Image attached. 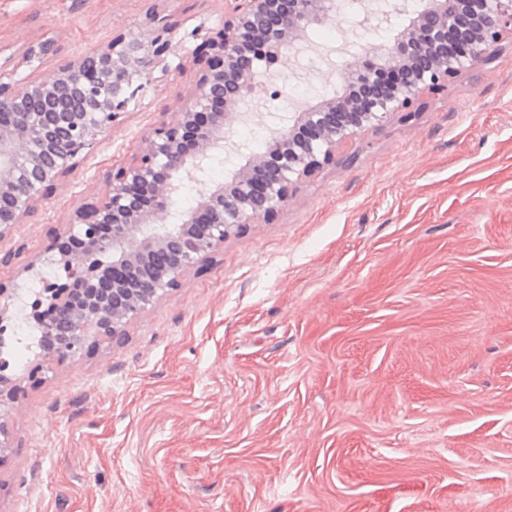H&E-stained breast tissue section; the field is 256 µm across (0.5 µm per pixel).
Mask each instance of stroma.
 <instances>
[{
	"label": "stroma",
	"mask_w": 512,
	"mask_h": 512,
	"mask_svg": "<svg viewBox=\"0 0 512 512\" xmlns=\"http://www.w3.org/2000/svg\"><path fill=\"white\" fill-rule=\"evenodd\" d=\"M151 0H0V47L55 38L39 79L124 32ZM228 0H168L171 72L132 102L76 172L0 240V282L33 303L59 274L48 245L173 119L195 78L196 26ZM357 10L308 29L235 124L227 182L296 101L409 17ZM342 148L274 220H253L127 321L120 340L53 364L13 344L0 407V512H512V41Z\"/></svg>",
	"instance_id": "1"
}]
</instances>
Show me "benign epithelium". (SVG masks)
Instances as JSON below:
<instances>
[{
    "label": "benign epithelium",
    "instance_id": "1",
    "mask_svg": "<svg viewBox=\"0 0 512 512\" xmlns=\"http://www.w3.org/2000/svg\"><path fill=\"white\" fill-rule=\"evenodd\" d=\"M224 28L202 41L198 77L177 117L146 137V150L112 175L108 193L82 203L59 225L50 249L58 252L66 280L48 283L30 316L58 337L45 358L78 353L88 334L117 339L131 317L175 285L178 277L211 257L239 226L271 218L296 185L336 160L358 131L395 112L411 119L425 93L445 90L463 69L485 61L486 50L512 37V0H469L460 13L453 0H430L411 26L390 45L369 44L340 72L344 87L372 93L364 107L354 96L337 94L292 113L288 125L271 131L266 152L253 155L224 185L209 178L212 159L224 153L227 133L253 109L250 86L263 82L283 49L300 45L307 29L336 20L340 0H231ZM408 0H370L364 22L379 25L406 9ZM151 32L118 34L91 53L78 54L42 80L0 79V238L32 216L48 192L87 158L98 137L112 130L129 104L168 76L170 27L158 25V6L148 13ZM466 30L472 51L448 54V31ZM269 43L262 61L248 45ZM57 41L30 42L9 55L19 68L45 64ZM398 69L405 80L381 85L376 76ZM198 186L196 205L176 208L184 183ZM102 254L112 263L95 262ZM124 268L111 289L95 282Z\"/></svg>",
    "mask_w": 512,
    "mask_h": 512
}]
</instances>
